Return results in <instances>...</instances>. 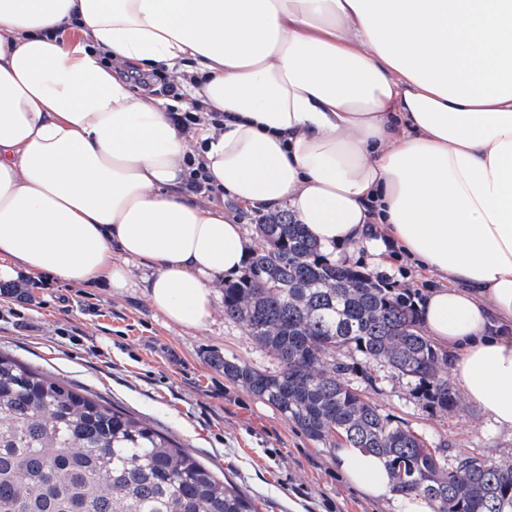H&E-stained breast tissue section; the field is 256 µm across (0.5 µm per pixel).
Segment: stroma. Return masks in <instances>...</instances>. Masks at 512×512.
Wrapping results in <instances>:
<instances>
[{
  "instance_id": "stroma-1",
  "label": "stroma",
  "mask_w": 512,
  "mask_h": 512,
  "mask_svg": "<svg viewBox=\"0 0 512 512\" xmlns=\"http://www.w3.org/2000/svg\"><path fill=\"white\" fill-rule=\"evenodd\" d=\"M132 288L28 289L0 293V352L38 366L71 386L147 418L211 470L254 497L259 512H393L387 497L354 485L336 451L311 441L266 402L225 379L213 354L269 366V357L224 316L216 300L201 331L166 322L151 305L146 269L132 265ZM369 397L382 414L439 449L512 461V434L496 430L477 405L432 411L406 379L377 365Z\"/></svg>"
}]
</instances>
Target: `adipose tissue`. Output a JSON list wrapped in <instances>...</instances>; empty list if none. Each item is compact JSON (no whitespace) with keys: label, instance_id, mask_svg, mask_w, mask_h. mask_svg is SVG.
Masks as SVG:
<instances>
[{"label":"adipose tissue","instance_id":"1","mask_svg":"<svg viewBox=\"0 0 512 512\" xmlns=\"http://www.w3.org/2000/svg\"><path fill=\"white\" fill-rule=\"evenodd\" d=\"M104 54L192 77L223 126L187 136ZM228 197L288 208L334 257L436 275L421 327L512 432V0H0V280L120 291L139 263L154 309L205 329L251 253ZM336 459L391 495L383 458Z\"/></svg>","mask_w":512,"mask_h":512}]
</instances>
